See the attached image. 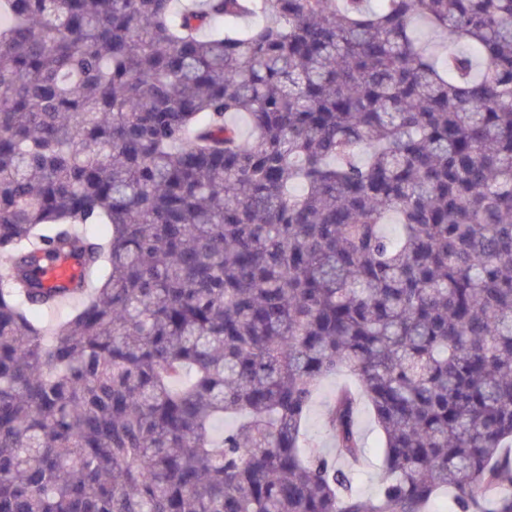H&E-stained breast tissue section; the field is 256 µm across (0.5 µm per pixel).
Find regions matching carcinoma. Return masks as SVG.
<instances>
[{"mask_svg": "<svg viewBox=\"0 0 512 512\" xmlns=\"http://www.w3.org/2000/svg\"><path fill=\"white\" fill-rule=\"evenodd\" d=\"M2 16L0 512H512V0ZM82 265L69 259H58L46 264L40 276L48 287L66 286L84 277ZM341 385H353L351 374L342 372L325 379L313 400L306 426V434L310 440L311 448H318L319 450L331 448L324 424V412L330 397ZM360 432L367 443V458L362 470L354 475L355 489L364 496H374L382 483L384 472L381 467L379 446L381 435L373 421L371 412L362 406Z\"/></svg>", "mask_w": 512, "mask_h": 512, "instance_id": "obj_1", "label": "carcinoma"}]
</instances>
